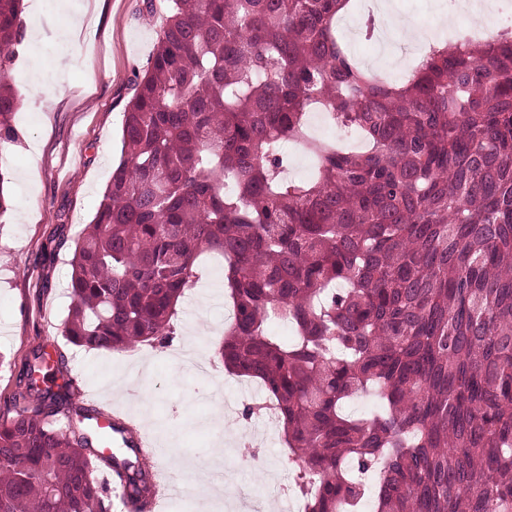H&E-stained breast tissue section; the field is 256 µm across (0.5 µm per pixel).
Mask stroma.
<instances>
[{
  "mask_svg": "<svg viewBox=\"0 0 512 512\" xmlns=\"http://www.w3.org/2000/svg\"><path fill=\"white\" fill-rule=\"evenodd\" d=\"M28 0L26 30H44L24 45L11 74L25 102L15 117L17 141L0 173L12 208L0 218V413L11 407L15 376L33 346L64 353L66 369L87 407L130 419L155 448V464L173 490L158 512H198L202 502L223 512H276L302 502L292 495L300 463L277 423L257 415L244 432L225 431L216 407L240 414L261 396L260 383L226 372L218 350L232 308L224 292V264L210 259L178 307L167 347L128 352L89 351L62 332L72 302L68 288L72 245L91 222L121 157L124 108L136 75L152 58L159 17L143 0ZM84 12L72 29L75 12ZM61 59L35 70L34 57ZM148 383V397H119Z\"/></svg>",
  "mask_w": 512,
  "mask_h": 512,
  "instance_id": "35a3bbf8",
  "label": "stroma"
}]
</instances>
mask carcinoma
<instances>
[{"mask_svg": "<svg viewBox=\"0 0 512 512\" xmlns=\"http://www.w3.org/2000/svg\"><path fill=\"white\" fill-rule=\"evenodd\" d=\"M350 0H145L162 15L122 159L74 241L69 342L163 347L196 266L224 258L225 370L256 380L301 462L304 512H512V32L449 44L402 83L336 36ZM23 0H0V150L21 96ZM312 108L359 133H309ZM312 161L287 179L284 142ZM281 319L293 330L275 335ZM0 415V512H154L149 455L39 377ZM365 416L344 412L361 393Z\"/></svg>", "mask_w": 512, "mask_h": 512, "instance_id": "cac0c4a2", "label": "carcinoma"}]
</instances>
